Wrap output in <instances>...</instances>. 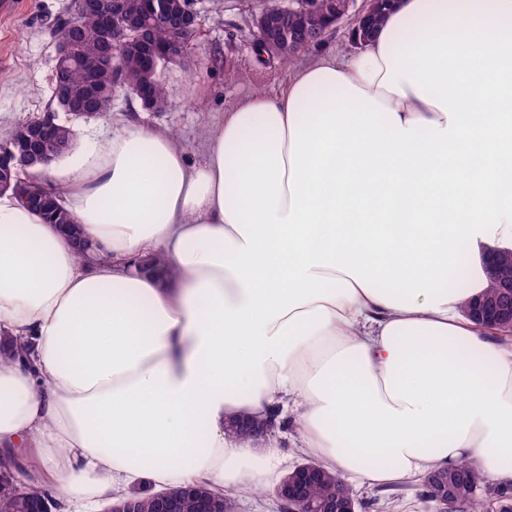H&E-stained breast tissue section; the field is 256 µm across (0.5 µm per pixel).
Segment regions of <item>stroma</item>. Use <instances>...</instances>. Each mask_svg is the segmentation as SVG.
Masks as SVG:
<instances>
[{"instance_id":"stroma-1","label":"stroma","mask_w":512,"mask_h":512,"mask_svg":"<svg viewBox=\"0 0 512 512\" xmlns=\"http://www.w3.org/2000/svg\"><path fill=\"white\" fill-rule=\"evenodd\" d=\"M12 13L0 15V136L49 110L55 69L53 24L70 14L74 0H14ZM198 13L194 66L165 72V111L146 109L122 89L112 93L106 116L75 125V148L89 146L91 131L104 133L135 124L166 129L177 136L191 161L203 157L208 129L225 111L257 92L274 93L286 83L289 67L259 61L253 52L255 30L249 0H193ZM347 483L364 503V512H379L378 502L391 498V512H436L415 483L372 487L356 478Z\"/></svg>"}]
</instances>
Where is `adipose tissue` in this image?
I'll use <instances>...</instances> for the list:
<instances>
[{"label":"adipose tissue","instance_id":"1","mask_svg":"<svg viewBox=\"0 0 512 512\" xmlns=\"http://www.w3.org/2000/svg\"><path fill=\"white\" fill-rule=\"evenodd\" d=\"M43 175L102 257L0 197V333L28 347L0 361V452L63 512L262 488L281 437L233 417L293 416L375 486L462 462L512 484V344L463 311L512 247V0H396L359 55L320 45L226 112L200 163L133 125Z\"/></svg>","mask_w":512,"mask_h":512}]
</instances>
